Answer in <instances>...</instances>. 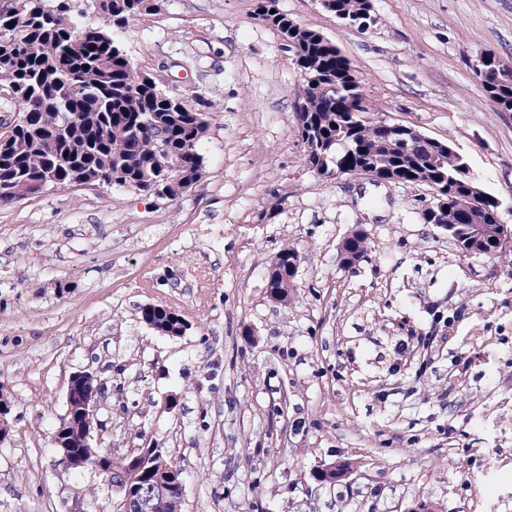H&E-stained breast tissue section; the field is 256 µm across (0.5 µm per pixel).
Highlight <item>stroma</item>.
<instances>
[{
	"label": "stroma",
	"mask_w": 512,
	"mask_h": 512,
	"mask_svg": "<svg viewBox=\"0 0 512 512\" xmlns=\"http://www.w3.org/2000/svg\"><path fill=\"white\" fill-rule=\"evenodd\" d=\"M350 60L379 112L450 141L512 205V112L473 71L512 65V0H372L365 29L317 0H278ZM255 0H161L120 35L131 62L205 112L202 181L176 200L52 189L0 204V512H108L94 471L65 470L51 437L72 373H97L101 445L158 441L183 471L184 512H512V280L423 223L422 190L323 179L301 160V83ZM374 240L346 268L356 228ZM286 245L294 301L267 295ZM174 304L170 338L140 318ZM451 316L452 325L433 314ZM346 461L348 478L315 480ZM140 313L143 323L165 336H184L190 328L189 321L180 309L168 304H146Z\"/></svg>",
	"instance_id": "35a3bbf8"
}]
</instances>
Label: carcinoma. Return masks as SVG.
Masks as SVG:
<instances>
[{
    "label": "carcinoma",
    "instance_id": "cac0c4a2",
    "mask_svg": "<svg viewBox=\"0 0 512 512\" xmlns=\"http://www.w3.org/2000/svg\"><path fill=\"white\" fill-rule=\"evenodd\" d=\"M72 0H11L0 9V91L27 113L0 141V188L21 201L51 188H70L83 173L109 188L132 189L173 201L203 178L199 145L210 123L204 112L175 101L153 74L134 67L118 36L133 21L157 9L155 0H101V21H85ZM346 25L370 18L371 0H332ZM255 19L276 29L302 82L317 80L347 91L350 61L317 30L278 9V0H256ZM489 100L512 112V75L483 84ZM372 103L364 118L352 116L343 97H312L307 117L298 122L303 161L313 173L373 167L394 184L412 181L427 167L438 217L421 212L426 224H444L448 242L461 251L482 236L490 259L510 257L488 229L497 226L494 197L482 202L478 219L470 218L469 198L479 188L475 174L457 175L453 160L438 163L417 145L406 148L389 136ZM371 238L355 232L343 241L340 264L351 268L368 259ZM298 251L279 250L272 263L296 265ZM142 322L163 335L179 337L190 328L180 309L146 304Z\"/></svg>",
    "mask_w": 512,
    "mask_h": 512
}]
</instances>
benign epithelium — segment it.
Masks as SVG:
<instances>
[{"label": "benign epithelium", "instance_id": "obj_1", "mask_svg": "<svg viewBox=\"0 0 512 512\" xmlns=\"http://www.w3.org/2000/svg\"><path fill=\"white\" fill-rule=\"evenodd\" d=\"M388 130L400 132L410 140H419L426 145L436 146V150L444 156L455 160L458 170L462 173L469 171L468 162L464 156L453 147L430 138L418 130L401 124L394 119H384ZM88 371L78 370L69 378L66 391V414L52 435V443L59 454V462L67 470L82 471L91 469L102 475L116 494L112 507L116 512H152L153 503L157 499L168 496L180 484L174 475L175 467L165 466L155 472L152 482L142 487L137 481L148 462L155 458L168 455V451L158 447L154 442H146L139 448H129L119 456L112 451L94 444L95 433L101 430L97 417L98 400L87 392L84 386ZM12 404L0 394V442L10 436ZM82 421V435L74 439L70 435L69 426L75 421ZM126 463L125 472L118 477H112V466Z\"/></svg>", "mask_w": 512, "mask_h": 512}]
</instances>
